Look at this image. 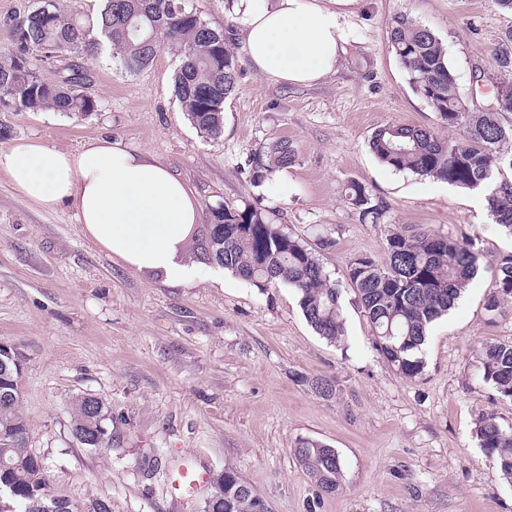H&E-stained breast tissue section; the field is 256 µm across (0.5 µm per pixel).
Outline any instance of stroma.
Returning <instances> with one entry per match:
<instances>
[{
  "label": "stroma",
  "mask_w": 512,
  "mask_h": 512,
  "mask_svg": "<svg viewBox=\"0 0 512 512\" xmlns=\"http://www.w3.org/2000/svg\"><path fill=\"white\" fill-rule=\"evenodd\" d=\"M44 2L0 0V62L16 47L14 19ZM188 5L224 31L240 70L220 137H203L182 112L172 89L180 58L164 47L135 74L107 53L80 57L89 75L82 89L96 104L82 117L0 100V149L25 138L77 151L109 136L168 166L201 223L227 200L261 209L317 248L341 285L346 335L335 343L318 336L289 288H260L229 271L217 283L205 264L189 285L130 270L83 234L73 208H41L0 172V342L22 357L19 411L50 495L78 504L107 498L112 512H185L169 473L198 463L215 475L237 471L268 512H512V483L474 433L488 411L512 425V400L481 382L476 358L483 343L512 342V304L485 308L512 238L492 223L482 191L394 170L368 145L392 123L438 124L389 43L394 15L430 28L460 94L483 104L500 78L493 49L512 11L495 0H360L336 72L307 86L253 70L233 0ZM280 141L294 163L262 172L258 161ZM353 182L386 205L382 223H362L348 204ZM394 229L476 238L483 259L475 282L431 327L424 371L413 380L374 349L347 278L353 259L385 262ZM319 377L335 394L312 391ZM83 395L105 403L111 445L91 450L72 437V403ZM302 438L338 452L335 493L320 492L303 470L294 454Z\"/></svg>",
  "instance_id": "obj_1"
}]
</instances>
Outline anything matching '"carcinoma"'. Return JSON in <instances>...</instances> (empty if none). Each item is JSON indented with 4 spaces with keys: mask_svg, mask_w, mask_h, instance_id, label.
Here are the masks:
<instances>
[{
    "mask_svg": "<svg viewBox=\"0 0 512 512\" xmlns=\"http://www.w3.org/2000/svg\"><path fill=\"white\" fill-rule=\"evenodd\" d=\"M191 13L186 0H105L97 16L77 20L50 0L14 22L17 51L0 65V96L23 110L85 116L94 110V101L79 92L82 77L75 68L67 66L69 74L59 81L44 82L30 68L29 51L70 60L97 54L106 46L132 73L149 65L162 47L172 46L180 56L174 96L198 131L217 138L224 128V99L237 85L238 64L224 32L198 16L187 19ZM388 33L412 90L436 112L441 127H459L464 137L453 140L433 127L390 124L373 133L371 150L395 170L458 187H487L490 216L512 236V181L497 178L504 169L512 170V123L503 122L500 112L470 111L458 91L444 45L432 30L400 14L392 18ZM495 54L504 74L496 90L512 93V28L504 32ZM270 158L271 165L260 167H286L295 156L288 143L278 142ZM346 199L362 223H382L386 206L368 188L353 182ZM212 215L224 231L210 251L213 225H205L193 247L200 262L222 266L258 287L292 288L303 316L319 336L331 342L345 336L340 286L304 241L250 205L226 201ZM480 269L474 240L459 241L434 232H392L383 266L368 258L353 260L348 276L374 329L373 345L398 375L409 380L422 375L430 326L454 307ZM493 272L495 290L486 300L490 311L498 309L501 300L512 299V255L499 259ZM478 359L483 382L512 399V343L487 342ZM19 376L16 364L0 363V500L9 498L20 512H52L53 506L65 507L67 512H112V501L106 498L81 508L65 497L47 494L43 462L26 450L27 425L18 410ZM106 420L103 401L77 398L71 420L73 438L87 448L102 447L107 440ZM475 435L485 454L512 482V426L501 425L495 413L485 412L475 422ZM296 447L300 464L321 491H336L342 480L336 449L310 438L298 440ZM243 484L238 473L224 472L212 493L229 496Z\"/></svg>",
    "mask_w": 512,
    "mask_h": 512,
    "instance_id": "obj_1",
    "label": "carcinoma"
}]
</instances>
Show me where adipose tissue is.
<instances>
[{"instance_id":"adipose-tissue-1","label":"adipose tissue","mask_w":512,"mask_h":512,"mask_svg":"<svg viewBox=\"0 0 512 512\" xmlns=\"http://www.w3.org/2000/svg\"><path fill=\"white\" fill-rule=\"evenodd\" d=\"M358 0H239L238 37L261 77L301 85L335 73ZM0 171L29 201L72 206L83 234L136 272L191 283L187 246L200 220L183 182L133 144L108 137L78 151L43 140L0 149Z\"/></svg>"}]
</instances>
